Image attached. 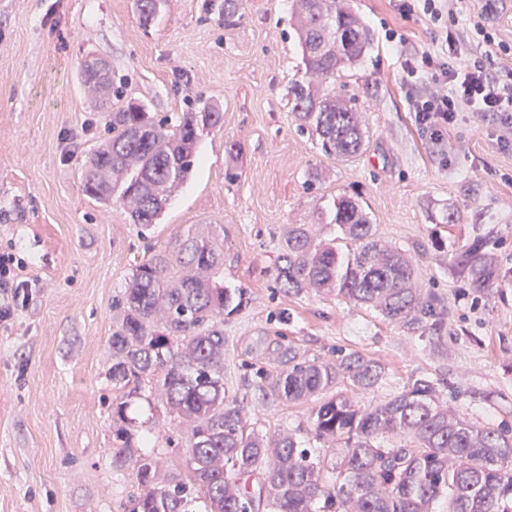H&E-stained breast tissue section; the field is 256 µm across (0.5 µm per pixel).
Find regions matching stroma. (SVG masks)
I'll return each mask as SVG.
<instances>
[{"label": "stroma", "mask_w": 512, "mask_h": 512, "mask_svg": "<svg viewBox=\"0 0 512 512\" xmlns=\"http://www.w3.org/2000/svg\"><path fill=\"white\" fill-rule=\"evenodd\" d=\"M349 2L374 47L336 82L358 96L368 142L337 161L297 133L289 112L288 84L304 71L289 0H243L231 27L210 0H165L147 27L134 0H0V250L22 261L32 293L0 324V512H123L135 476L112 467V299L144 258L214 224L224 228V283L243 292L224 319V385L248 427L298 428L307 447L333 455L308 432L312 403L252 407L247 382L277 369L280 345L311 360L340 350L377 361L371 399L426 377L456 388L473 421L512 426V281L476 292L451 267L479 241L512 268V147L489 112L462 113L444 147L434 145L415 123L402 68L410 54L436 50L431 23L418 9L402 17L395 0ZM90 56L108 63L123 100L148 111L175 117L207 101L223 111L200 135L194 173L146 232L119 203L82 190L81 165L109 110L83 86ZM313 168L321 180L310 190ZM343 194L364 201L381 238L411 251L420 286L446 311L440 338L407 334L332 294L276 285L289 225L333 237L317 213Z\"/></svg>", "instance_id": "35a3bbf8"}]
</instances>
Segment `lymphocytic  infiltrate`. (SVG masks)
<instances>
[{"mask_svg": "<svg viewBox=\"0 0 512 512\" xmlns=\"http://www.w3.org/2000/svg\"><path fill=\"white\" fill-rule=\"evenodd\" d=\"M422 11L438 29L441 47L406 58L407 81L428 74L431 85L415 91L410 105L422 132L437 143L443 142L451 126L463 112H490L496 115L500 141L512 143V67L505 62L512 44L498 38L478 14L470 30L463 31L452 9L443 0H422ZM484 45V53L473 50ZM19 261L14 253L0 251V323L12 319L25 306L28 287L15 278Z\"/></svg>", "mask_w": 512, "mask_h": 512, "instance_id": "1", "label": "lymphocytic infiltrate"}]
</instances>
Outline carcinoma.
<instances>
[{
	"label": "carcinoma",
	"instance_id": "cac0c4a2",
	"mask_svg": "<svg viewBox=\"0 0 512 512\" xmlns=\"http://www.w3.org/2000/svg\"><path fill=\"white\" fill-rule=\"evenodd\" d=\"M163 0H136L142 24L152 23ZM299 19L303 76L288 84V104L298 132L318 138L328 158L349 160L364 149L366 126L356 96L336 90V76L355 67L372 48L373 33L347 0H293ZM224 26L235 25L239 0L213 5ZM84 84L119 94L104 71ZM216 104L181 113L176 120L130 102L111 113L106 137L83 164L81 181L91 197L118 202L132 223L149 228L173 189L193 172L197 143L218 126ZM330 223L347 240L315 237L308 224H290L275 281L290 292L314 288L367 305L408 333L441 330L444 314L421 288L413 257L376 236L359 200L341 196ZM453 270L484 291L505 278L493 253L472 243L456 253ZM242 294L224 287V228L186 233L171 253L137 264L112 300L120 319L109 345L106 380L112 398V463L133 467L137 487L124 512H512V429L470 420L444 401L442 391L417 378L398 395L368 405L346 394L313 408L318 439L336 442L328 468L299 431L268 438L246 430L243 408L224 387V316ZM280 369L250 387L254 401L304 402L339 384L375 387L380 365L348 353L334 359H298L280 352ZM156 401L159 418L187 423L167 447L182 448L186 472L165 469L154 448L156 426H137L127 415L133 398ZM383 438L399 440L392 446ZM257 476L256 488L242 484Z\"/></svg>",
	"mask_w": 512,
	"mask_h": 512
}]
</instances>
